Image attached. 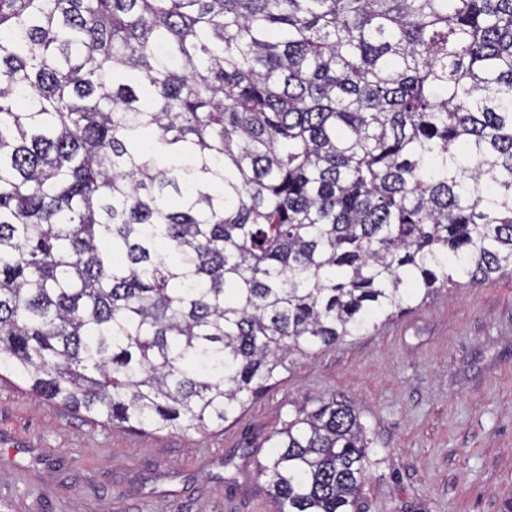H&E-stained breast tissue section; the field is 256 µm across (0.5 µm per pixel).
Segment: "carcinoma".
Listing matches in <instances>:
<instances>
[{
    "label": "carcinoma",
    "mask_w": 512,
    "mask_h": 512,
    "mask_svg": "<svg viewBox=\"0 0 512 512\" xmlns=\"http://www.w3.org/2000/svg\"><path fill=\"white\" fill-rule=\"evenodd\" d=\"M512 278V0H0V368L207 432L441 285ZM257 462L355 512L332 401Z\"/></svg>",
    "instance_id": "1"
}]
</instances>
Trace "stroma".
Instances as JSON below:
<instances>
[{
  "label": "stroma",
  "mask_w": 512,
  "mask_h": 512,
  "mask_svg": "<svg viewBox=\"0 0 512 512\" xmlns=\"http://www.w3.org/2000/svg\"><path fill=\"white\" fill-rule=\"evenodd\" d=\"M371 441L358 512H502L512 494V280L439 288L298 359L222 430L132 433L0 382V512H272L257 461L302 407Z\"/></svg>",
  "instance_id": "35a3bbf8"
}]
</instances>
